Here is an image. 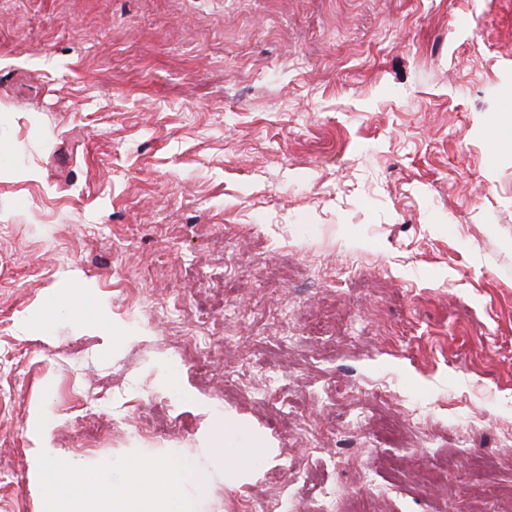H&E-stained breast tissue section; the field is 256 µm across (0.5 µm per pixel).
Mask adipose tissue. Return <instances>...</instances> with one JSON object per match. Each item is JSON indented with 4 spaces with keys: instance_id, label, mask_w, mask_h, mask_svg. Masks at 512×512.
<instances>
[{
    "instance_id": "ef3b65f1",
    "label": "adipose tissue",
    "mask_w": 512,
    "mask_h": 512,
    "mask_svg": "<svg viewBox=\"0 0 512 512\" xmlns=\"http://www.w3.org/2000/svg\"><path fill=\"white\" fill-rule=\"evenodd\" d=\"M42 479L54 489L53 512H76L79 501L92 497L109 498L112 512H177L180 477L171 466L137 462L125 493L118 497L94 475L56 458L46 460Z\"/></svg>"
}]
</instances>
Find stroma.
<instances>
[{"instance_id":"stroma-1","label":"stroma","mask_w":512,"mask_h":512,"mask_svg":"<svg viewBox=\"0 0 512 512\" xmlns=\"http://www.w3.org/2000/svg\"><path fill=\"white\" fill-rule=\"evenodd\" d=\"M509 120L512 0H0V512L46 454L176 465L184 512H512L471 496L512 486Z\"/></svg>"}]
</instances>
